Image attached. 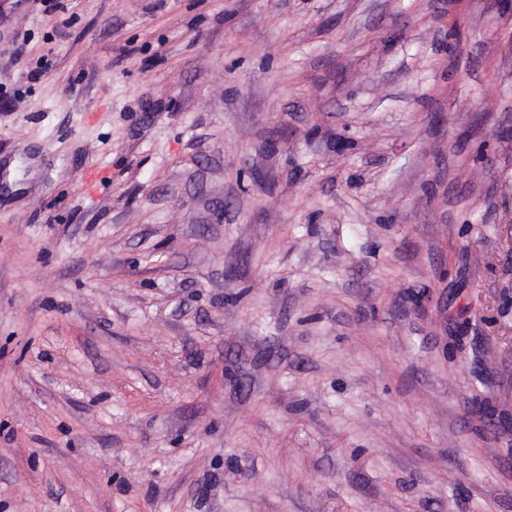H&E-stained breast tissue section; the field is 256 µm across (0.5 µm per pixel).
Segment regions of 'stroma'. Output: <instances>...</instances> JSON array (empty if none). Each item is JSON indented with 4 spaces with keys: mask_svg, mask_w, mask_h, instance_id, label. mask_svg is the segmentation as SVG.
Masks as SVG:
<instances>
[{
    "mask_svg": "<svg viewBox=\"0 0 512 512\" xmlns=\"http://www.w3.org/2000/svg\"><path fill=\"white\" fill-rule=\"evenodd\" d=\"M59 2L0 0V512H512V5Z\"/></svg>",
    "mask_w": 512,
    "mask_h": 512,
    "instance_id": "stroma-1",
    "label": "stroma"
}]
</instances>
